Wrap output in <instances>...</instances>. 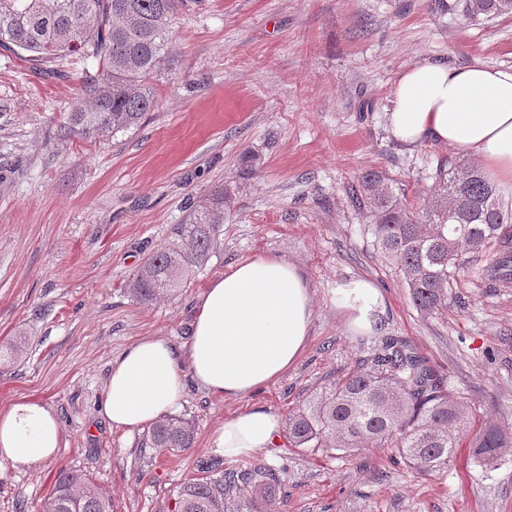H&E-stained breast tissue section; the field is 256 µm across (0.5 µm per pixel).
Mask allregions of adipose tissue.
I'll return each instance as SVG.
<instances>
[{
    "instance_id": "obj_1",
    "label": "adipose tissue",
    "mask_w": 512,
    "mask_h": 512,
    "mask_svg": "<svg viewBox=\"0 0 512 512\" xmlns=\"http://www.w3.org/2000/svg\"><path fill=\"white\" fill-rule=\"evenodd\" d=\"M386 113L396 142L445 145L477 158L499 190L512 194V68L426 60L396 78ZM337 294L350 326L371 330L383 304L374 283L353 280ZM312 314L310 283L295 265L278 257L236 263L200 295L186 344L148 336L113 361L101 414L116 429L153 423L180 405L190 380L214 395L245 398L296 364ZM284 432L275 412L247 408L212 431L209 448L226 459L250 457ZM61 441L60 422L43 403L0 408V469L37 466Z\"/></svg>"
}]
</instances>
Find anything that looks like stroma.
<instances>
[{
    "label": "stroma",
    "mask_w": 512,
    "mask_h": 512,
    "mask_svg": "<svg viewBox=\"0 0 512 512\" xmlns=\"http://www.w3.org/2000/svg\"><path fill=\"white\" fill-rule=\"evenodd\" d=\"M173 43L150 81L155 109L97 139L60 131L92 61L70 55L58 63L66 78L48 79L0 50V345L27 341L20 361L0 363V407L40 401L62 428L55 458L0 470V512H38L68 468L104 488L112 512H177L181 485L214 462L209 437L225 417L249 406L288 417L387 336L442 371L476 420L512 423V280L491 277L492 251L467 259L447 314L423 316L345 192L379 169L421 208L438 159L476 165L445 146L397 143L389 92L427 59L512 67V15L446 21L431 0H187ZM247 153L256 162L242 178ZM218 183L231 191L222 247L183 287L134 298L131 274ZM258 256L288 260L311 285L295 366L240 400L187 382L176 414L194 422L195 442L174 455L142 447L146 428L110 427L99 412L113 360L143 336L187 342L198 296ZM356 279L383 297L370 333L351 330L338 304L337 286ZM394 454L372 445L335 459L283 440L259 458L279 477L283 512H512V455L488 472L463 447L421 476Z\"/></svg>",
    "instance_id": "35a3bbf8"
}]
</instances>
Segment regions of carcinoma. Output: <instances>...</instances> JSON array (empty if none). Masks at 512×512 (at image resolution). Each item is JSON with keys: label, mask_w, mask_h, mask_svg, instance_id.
<instances>
[{"label": "carcinoma", "mask_w": 512, "mask_h": 512, "mask_svg": "<svg viewBox=\"0 0 512 512\" xmlns=\"http://www.w3.org/2000/svg\"><path fill=\"white\" fill-rule=\"evenodd\" d=\"M184 0H0V48L47 68L73 53L96 62L80 78V104L67 113L64 133L114 136L138 126L154 106L148 80L172 50L170 30ZM441 17L477 22L512 14V0H432ZM352 204L375 219L377 247L391 257L414 307L428 317L448 312V293L465 271L463 256L495 247L494 266H512V206L475 166L440 160L426 208L414 209L383 172L369 170L349 191ZM229 188H209L174 242L135 270L133 295L148 301L180 287L220 244ZM294 448L348 454L367 444L395 449L419 474L448 466L468 434L471 456L485 467L512 449V425L476 427L444 376L405 341L389 337L366 366L334 383L289 415ZM195 429L183 417L157 422L144 439L158 453L187 450ZM191 479L178 492V512H279L280 488L261 462ZM41 512H112L111 498L81 470L60 471Z\"/></svg>", "instance_id": "1"}]
</instances>
